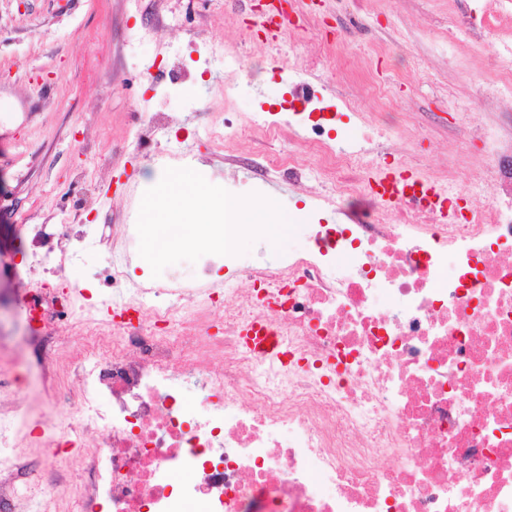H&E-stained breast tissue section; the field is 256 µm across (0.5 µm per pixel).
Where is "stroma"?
<instances>
[{
  "mask_svg": "<svg viewBox=\"0 0 512 512\" xmlns=\"http://www.w3.org/2000/svg\"><path fill=\"white\" fill-rule=\"evenodd\" d=\"M471 7L493 12L497 4L322 0L311 8L313 26L296 32L285 54L262 37L244 40L254 15L237 0H0V98L12 103L0 113V359L11 364L31 417L55 419L63 408L24 363L40 329L28 318L14 276L32 260L19 225L43 224L56 234L83 225V250L62 276L80 287L79 304L99 318L112 304L111 289L98 285L111 263L112 227L129 223L165 169L189 167L232 194L257 192L278 201L285 214L301 211L282 253L295 251L306 225L340 224L345 216L317 182L293 183L273 171L294 137L249 133L260 107L288 100V82L311 62V41L340 39L351 17L367 18L347 58L329 59L316 77L355 98L363 114L362 122L344 126L337 144L357 142L363 122L378 118L391 128L390 166L409 153L415 169L442 175L450 167L452 126L494 118L475 96L476 53L457 59L436 53L430 42L431 32L462 23ZM375 44L386 45L387 54H373ZM228 54L262 62V75L228 77ZM377 72L391 75L392 100L367 96L363 78ZM446 82L456 88L457 105L442 91ZM154 112L165 113L168 124L145 133ZM224 119L239 127L237 137L204 135ZM282 253L261 237L238 260L275 264Z\"/></svg>",
  "mask_w": 512,
  "mask_h": 512,
  "instance_id": "stroma-1",
  "label": "stroma"
}]
</instances>
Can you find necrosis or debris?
<instances>
[{
	"label": "necrosis or debris",
	"instance_id": "1",
	"mask_svg": "<svg viewBox=\"0 0 512 512\" xmlns=\"http://www.w3.org/2000/svg\"><path fill=\"white\" fill-rule=\"evenodd\" d=\"M495 17L470 15L436 35L488 56L482 99H512V51L497 50ZM293 106L260 116L256 133L300 130L275 160L290 180L328 186L346 221L319 224L273 266L221 277L130 285L135 227L112 234L113 318L85 319L68 290L30 291L46 324L73 314L78 346L42 336L47 392L74 410L42 424L48 448H77L72 512H512V142L504 121L457 127L460 147L487 146L494 187L435 179L461 209L385 202L363 148L330 135L357 112L297 83ZM315 159L312 169L300 159ZM83 230L39 236L40 263L64 268ZM272 329L284 359L259 356L246 336ZM81 384L73 396L64 379ZM195 391L196 403L185 400ZM30 414L0 372V512H56L52 458L39 477L9 454ZM102 433L94 448L86 436ZM187 470L191 479H177Z\"/></svg>",
	"mask_w": 512,
	"mask_h": 512
}]
</instances>
